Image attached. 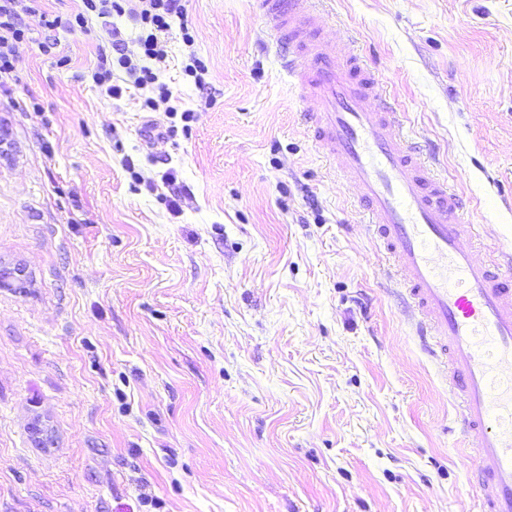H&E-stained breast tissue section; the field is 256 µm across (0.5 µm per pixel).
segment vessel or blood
<instances>
[{
    "mask_svg": "<svg viewBox=\"0 0 512 512\" xmlns=\"http://www.w3.org/2000/svg\"><path fill=\"white\" fill-rule=\"evenodd\" d=\"M313 2L256 0L289 81L315 102L305 124L394 262L461 436L477 441L471 478L493 489L481 512H512V250L480 247L465 199L404 134L379 77L319 36Z\"/></svg>",
    "mask_w": 512,
    "mask_h": 512,
    "instance_id": "b4317fda",
    "label": "vessel or blood"
}]
</instances>
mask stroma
<instances>
[{
	"label": "stroma",
	"instance_id": "stroma-1",
	"mask_svg": "<svg viewBox=\"0 0 512 512\" xmlns=\"http://www.w3.org/2000/svg\"><path fill=\"white\" fill-rule=\"evenodd\" d=\"M182 5L151 113L112 50L116 26L138 60L129 17L25 18L0 89V268L20 272L0 286V512H477L444 380L270 21ZM320 9L469 198L462 222L512 244V0Z\"/></svg>",
	"mask_w": 512,
	"mask_h": 512
}]
</instances>
